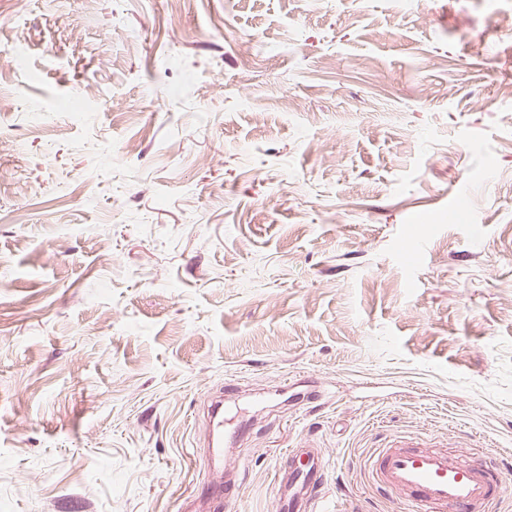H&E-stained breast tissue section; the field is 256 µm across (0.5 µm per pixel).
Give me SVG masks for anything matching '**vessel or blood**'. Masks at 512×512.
<instances>
[{
	"label": "vessel or blood",
	"mask_w": 512,
	"mask_h": 512,
	"mask_svg": "<svg viewBox=\"0 0 512 512\" xmlns=\"http://www.w3.org/2000/svg\"><path fill=\"white\" fill-rule=\"evenodd\" d=\"M365 466L375 483L406 493V512H489L507 489L490 463H468L456 451L420 450L400 441L376 449ZM326 476V460L317 449H296L278 475L290 512H329L314 492Z\"/></svg>",
	"instance_id": "vessel-or-blood-1"
}]
</instances>
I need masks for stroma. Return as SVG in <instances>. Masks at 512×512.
<instances>
[{
	"label": "stroma",
	"mask_w": 512,
	"mask_h": 512,
	"mask_svg": "<svg viewBox=\"0 0 512 512\" xmlns=\"http://www.w3.org/2000/svg\"><path fill=\"white\" fill-rule=\"evenodd\" d=\"M173 2L0 0V512H281L292 448L399 512L397 437L512 473V0Z\"/></svg>",
	"instance_id": "1"
}]
</instances>
